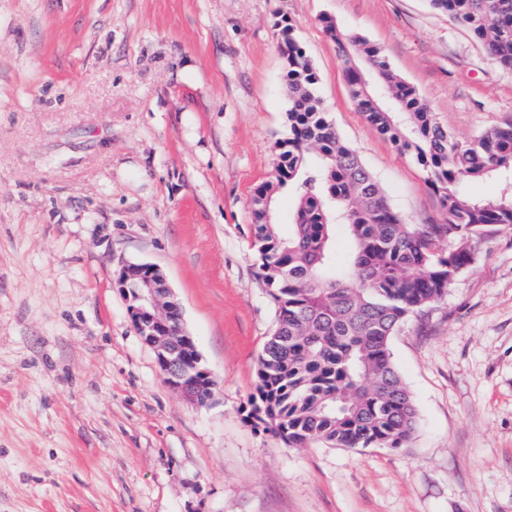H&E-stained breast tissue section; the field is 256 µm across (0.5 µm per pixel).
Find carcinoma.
<instances>
[{
  "mask_svg": "<svg viewBox=\"0 0 512 512\" xmlns=\"http://www.w3.org/2000/svg\"><path fill=\"white\" fill-rule=\"evenodd\" d=\"M512 71V0H429ZM351 101L399 150L413 156L438 195L444 222L409 224L392 209L358 153L324 109L319 75L295 26L279 23L287 50L288 138L273 179L253 198V249L275 306L250 417L288 443L340 448L408 447L417 409L390 351L408 316L442 300L474 262L463 246L475 233L512 226V121L469 140L450 136L381 48L325 20ZM502 180L495 197L462 190ZM296 194L288 235L271 223L274 195ZM351 241L336 273L335 227Z\"/></svg>",
  "mask_w": 512,
  "mask_h": 512,
  "instance_id": "carcinoma-1",
  "label": "carcinoma"
}]
</instances>
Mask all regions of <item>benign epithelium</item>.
Segmentation results:
<instances>
[{"mask_svg": "<svg viewBox=\"0 0 512 512\" xmlns=\"http://www.w3.org/2000/svg\"><path fill=\"white\" fill-rule=\"evenodd\" d=\"M118 283L129 301L130 319L153 350L165 382L193 403L212 400L215 381L184 328L181 307L163 272L153 265L127 263L121 267Z\"/></svg>", "mask_w": 512, "mask_h": 512, "instance_id": "obj_1", "label": "benign epithelium"}]
</instances>
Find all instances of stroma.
I'll use <instances>...</instances> for the list:
<instances>
[{
    "label": "stroma",
    "instance_id": "35a3bbf8",
    "mask_svg": "<svg viewBox=\"0 0 512 512\" xmlns=\"http://www.w3.org/2000/svg\"><path fill=\"white\" fill-rule=\"evenodd\" d=\"M285 19L393 209L442 223L324 28L378 44L458 139L512 119V72L429 0H0V512H512V227L473 236L391 338L409 447L291 448L247 419L275 323L252 199L288 136ZM127 263L165 274L209 404L164 381Z\"/></svg>",
    "mask_w": 512,
    "mask_h": 512
}]
</instances>
